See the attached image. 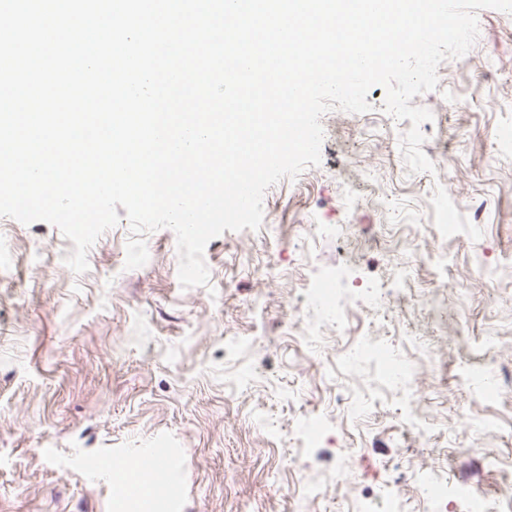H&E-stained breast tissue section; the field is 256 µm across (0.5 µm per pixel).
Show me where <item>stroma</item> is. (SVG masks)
I'll list each match as a JSON object with an SVG mask.
<instances>
[{"label":"stroma","instance_id":"35a3bbf8","mask_svg":"<svg viewBox=\"0 0 512 512\" xmlns=\"http://www.w3.org/2000/svg\"><path fill=\"white\" fill-rule=\"evenodd\" d=\"M478 19L469 64L442 62L436 90L411 101L433 114L421 130L435 174L410 172L411 122L373 87L370 112L323 115L320 166L267 190L263 229L209 242V287L181 288L167 228L128 270L120 219L78 275L58 228L0 218V512H114L89 459H134L157 440L180 452V512H348L379 481L425 512L429 469L494 493L501 473L480 463L512 467V389L492 399L460 373L483 356L475 336L512 366V15ZM336 267L348 291L392 287L390 336L435 350L408 393L345 359L374 312L352 307L342 329L308 335L310 290ZM315 421L320 439L300 448ZM303 481L318 500L300 497Z\"/></svg>","mask_w":512,"mask_h":512}]
</instances>
